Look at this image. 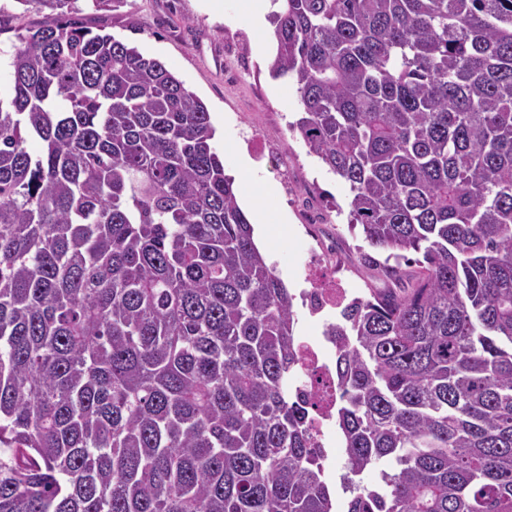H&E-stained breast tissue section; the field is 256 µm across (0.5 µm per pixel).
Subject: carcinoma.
I'll list each match as a JSON object with an SVG mask.
<instances>
[{
    "instance_id": "1",
    "label": "carcinoma",
    "mask_w": 512,
    "mask_h": 512,
    "mask_svg": "<svg viewBox=\"0 0 512 512\" xmlns=\"http://www.w3.org/2000/svg\"><path fill=\"white\" fill-rule=\"evenodd\" d=\"M289 124L350 191L342 512H512V0H273ZM0 88V512H336L292 294L205 103L75 23ZM38 138L43 150L26 149ZM385 255L380 262L371 253Z\"/></svg>"
}]
</instances>
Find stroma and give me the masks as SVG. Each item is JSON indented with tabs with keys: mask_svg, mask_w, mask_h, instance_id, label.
Segmentation results:
<instances>
[{
	"mask_svg": "<svg viewBox=\"0 0 512 512\" xmlns=\"http://www.w3.org/2000/svg\"><path fill=\"white\" fill-rule=\"evenodd\" d=\"M57 18L35 4L0 0V49L9 50L17 34ZM69 18L163 62L207 106L218 127L216 147L234 142L260 182L275 186L271 208L283 217L288 236L265 256L289 289L305 287L303 268L310 258L328 255L333 263L316 269L315 284L337 277L362 293L389 286V279L359 263L358 242L334 210L348 204L349 191L289 131L301 110L295 86L270 76L273 56L256 54L257 34L237 0H127L114 10L78 0Z\"/></svg>",
	"mask_w": 512,
	"mask_h": 512,
	"instance_id": "35a3bbf8",
	"label": "stroma"
}]
</instances>
